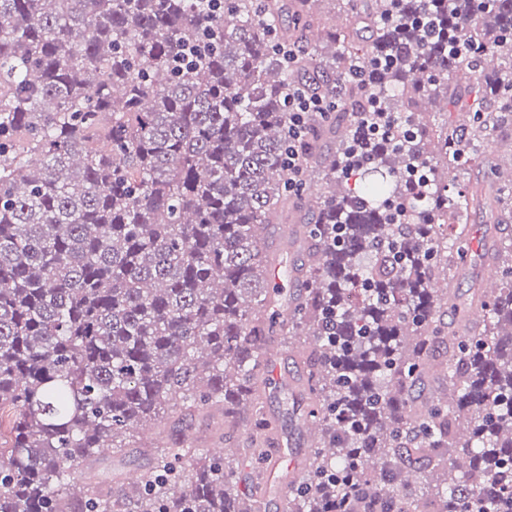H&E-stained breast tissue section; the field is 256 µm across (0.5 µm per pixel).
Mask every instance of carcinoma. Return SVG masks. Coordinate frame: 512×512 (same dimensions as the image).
<instances>
[{"label": "carcinoma", "instance_id": "1", "mask_svg": "<svg viewBox=\"0 0 512 512\" xmlns=\"http://www.w3.org/2000/svg\"><path fill=\"white\" fill-rule=\"evenodd\" d=\"M315 2L0 0V512H258L237 466L269 463L262 355L288 335L320 427L288 512H512V237L497 292L459 302L469 214L499 198L448 192L512 122V0H347L331 58ZM302 81L331 104L298 147L316 195L288 171ZM462 88L465 117L417 114ZM363 119L400 140L357 141ZM290 214L284 306L264 231ZM174 399L249 430L238 461L184 438L134 485L70 490Z\"/></svg>", "mask_w": 512, "mask_h": 512}]
</instances>
